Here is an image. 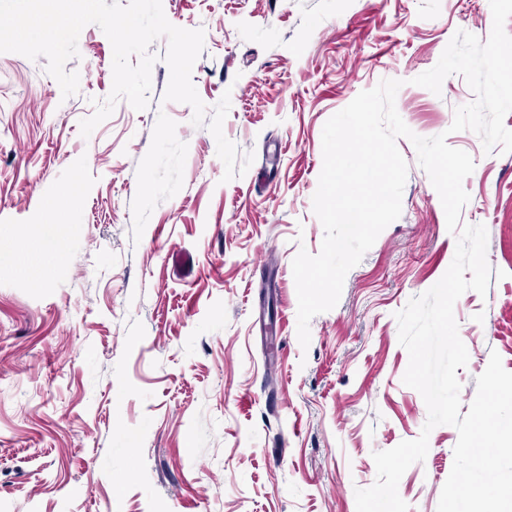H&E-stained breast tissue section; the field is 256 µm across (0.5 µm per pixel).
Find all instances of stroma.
<instances>
[{
    "mask_svg": "<svg viewBox=\"0 0 512 512\" xmlns=\"http://www.w3.org/2000/svg\"><path fill=\"white\" fill-rule=\"evenodd\" d=\"M203 29L200 99L231 106L225 136L254 153L224 165L189 105L164 101L170 70L150 50L149 106L119 100L90 136L79 123L112 89L113 50L78 39L79 91L46 58L0 53V512H356L373 452L419 437L428 411L404 385L396 312L436 284L456 237L412 143L402 213L346 275L338 304L297 337L292 261L319 253L312 198L326 121L399 79L416 134H446L475 170L465 224L488 231L486 295L454 308L468 363L461 406L491 353L512 372V153L450 132L471 102L462 76L414 85L457 30L490 35L489 0H162ZM80 183L79 201L68 191ZM65 231L61 249L54 234ZM457 430L435 427L402 476L410 512H437Z\"/></svg>",
    "mask_w": 512,
    "mask_h": 512,
    "instance_id": "35a3bbf8",
    "label": "stroma"
}]
</instances>
